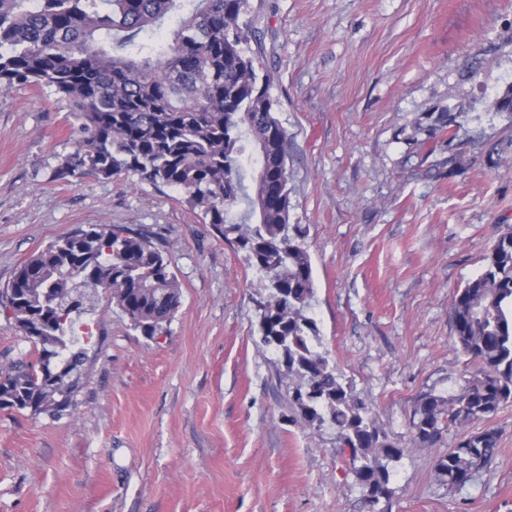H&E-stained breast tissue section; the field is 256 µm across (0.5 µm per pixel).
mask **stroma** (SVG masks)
Returning <instances> with one entry per match:
<instances>
[{
	"label": "stroma",
	"instance_id": "35a3bbf8",
	"mask_svg": "<svg viewBox=\"0 0 512 512\" xmlns=\"http://www.w3.org/2000/svg\"><path fill=\"white\" fill-rule=\"evenodd\" d=\"M248 44L287 137L289 217L316 285L308 311L344 382L406 446L387 512H512V402L414 444L418 397L475 364L452 304L512 231V0H249ZM460 113L454 166L416 123ZM80 136L47 89L0 91V288L79 229H128L171 262L181 305L149 337L100 293L72 414L0 409V512H367L334 430L291 421L287 376L257 345L268 292L184 192L123 173L58 176ZM0 302V372L34 358ZM499 434L461 489L433 469L463 436Z\"/></svg>",
	"mask_w": 512,
	"mask_h": 512
}]
</instances>
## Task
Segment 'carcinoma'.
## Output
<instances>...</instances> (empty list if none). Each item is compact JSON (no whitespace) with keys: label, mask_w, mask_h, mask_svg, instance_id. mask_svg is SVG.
<instances>
[{"label":"carcinoma","mask_w":512,"mask_h":512,"mask_svg":"<svg viewBox=\"0 0 512 512\" xmlns=\"http://www.w3.org/2000/svg\"><path fill=\"white\" fill-rule=\"evenodd\" d=\"M248 0H0V90L48 88L68 102L82 146L58 168L64 177L110 179L133 172L180 189L223 237L234 233L248 263L268 275L260 343L280 355L300 384L289 407L310 428L336 430L355 462L371 512H384L392 470L407 449L389 439L372 409L319 351L311 258L304 231L288 223L286 131L274 116L272 77L247 55ZM459 114L443 108L418 125L427 140L453 139ZM256 153L264 207L246 192L242 159ZM242 222L228 214L242 200ZM111 296L146 336L169 324L180 284L164 252L123 230H77L29 258L4 290L16 324L32 342L31 361L0 382V409L57 417L75 406L79 379L49 393L44 354L81 368L87 349L64 318L72 301ZM456 342L477 369L449 398L425 392L413 412L414 441L431 448L444 427L487 420L512 400V232L496 239L482 272L459 289ZM498 432L463 437L434 460L448 487L470 482L497 455Z\"/></svg>","instance_id":"cac0c4a2"}]
</instances>
